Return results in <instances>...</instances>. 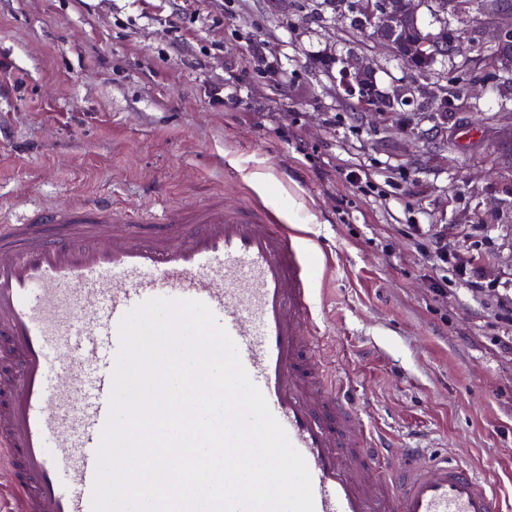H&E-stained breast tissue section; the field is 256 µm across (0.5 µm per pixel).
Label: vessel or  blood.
<instances>
[{
  "label": "vessel or blood",
  "instance_id": "vessel-or-blood-1",
  "mask_svg": "<svg viewBox=\"0 0 512 512\" xmlns=\"http://www.w3.org/2000/svg\"><path fill=\"white\" fill-rule=\"evenodd\" d=\"M301 239L220 197L159 215L96 197L0 224V512H92L120 323L153 298L213 310L305 458L315 512H504L472 464L367 429L322 360Z\"/></svg>",
  "mask_w": 512,
  "mask_h": 512
}]
</instances>
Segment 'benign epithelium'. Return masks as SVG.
I'll return each instance as SVG.
<instances>
[{
  "label": "benign epithelium",
  "mask_w": 512,
  "mask_h": 512,
  "mask_svg": "<svg viewBox=\"0 0 512 512\" xmlns=\"http://www.w3.org/2000/svg\"><path fill=\"white\" fill-rule=\"evenodd\" d=\"M432 11L439 20L447 16L432 8L430 0H396L393 10L382 14L366 11L368 24L365 28L369 51L373 54H387L405 61H430L447 58L451 61H465L471 57L475 41L501 47L495 67L503 76L498 84V96H512V47H506L512 35V4L507 0H486L479 5L476 13L469 18L464 28L449 41L438 45L434 37L418 32L408 39L403 31L409 21L416 22L426 11ZM374 69L370 59L365 57L357 62L350 58L341 60L339 78L336 79L337 95L349 100L353 110L364 112L374 118H385L397 111V104L406 103L413 112H422L433 118L440 117V127L448 125V116L455 112H475L479 105L478 91L490 87L481 77L473 78L458 97L448 95V88L439 77L423 69L392 84L380 99L369 103L364 95L365 85L373 79Z\"/></svg>",
  "instance_id": "7a95c632"
}]
</instances>
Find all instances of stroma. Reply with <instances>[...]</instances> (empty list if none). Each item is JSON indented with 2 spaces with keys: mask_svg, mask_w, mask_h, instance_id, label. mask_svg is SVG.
Returning <instances> with one entry per match:
<instances>
[{
  "mask_svg": "<svg viewBox=\"0 0 512 512\" xmlns=\"http://www.w3.org/2000/svg\"><path fill=\"white\" fill-rule=\"evenodd\" d=\"M340 28L309 0H0V224L100 195L266 206L304 233L324 361L365 423L512 494V323L494 318L512 304V140L490 127L463 149L420 114L352 111L329 60L366 44ZM232 70L236 102L212 103ZM411 224L477 259L490 295L452 275L435 296Z\"/></svg>",
  "mask_w": 512,
  "mask_h": 512,
  "instance_id": "1",
  "label": "stroma"
}]
</instances>
